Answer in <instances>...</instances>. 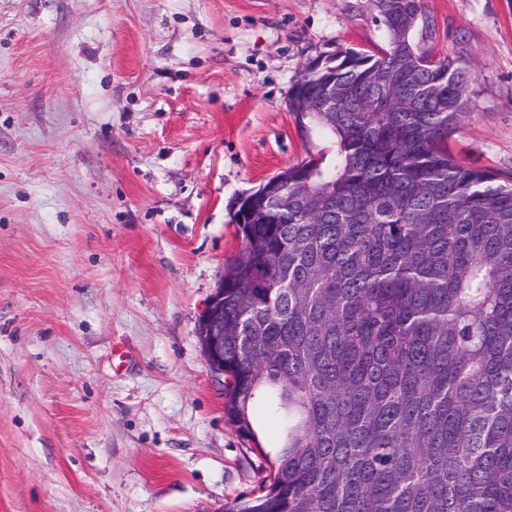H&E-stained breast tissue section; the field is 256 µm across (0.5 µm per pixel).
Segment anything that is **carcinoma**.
Returning a JSON list of instances; mask_svg holds the SVG:
<instances>
[{
    "label": "carcinoma",
    "instance_id": "carcinoma-1",
    "mask_svg": "<svg viewBox=\"0 0 512 512\" xmlns=\"http://www.w3.org/2000/svg\"><path fill=\"white\" fill-rule=\"evenodd\" d=\"M384 44L320 51L289 98L333 158L281 173L224 272V412L276 462L230 512H512V182L456 161L477 105L465 35L369 0Z\"/></svg>",
    "mask_w": 512,
    "mask_h": 512
}]
</instances>
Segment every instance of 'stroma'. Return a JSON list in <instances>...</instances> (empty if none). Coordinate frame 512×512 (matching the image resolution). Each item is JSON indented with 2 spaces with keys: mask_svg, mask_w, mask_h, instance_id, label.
<instances>
[{
  "mask_svg": "<svg viewBox=\"0 0 512 512\" xmlns=\"http://www.w3.org/2000/svg\"><path fill=\"white\" fill-rule=\"evenodd\" d=\"M482 94L448 141L512 175V0H426ZM383 34L367 0H0V512H224L268 472L199 342L232 207L334 153L303 63ZM129 355L112 360L115 345Z\"/></svg>",
  "mask_w": 512,
  "mask_h": 512,
  "instance_id": "35a3bbf8",
  "label": "stroma"
}]
</instances>
